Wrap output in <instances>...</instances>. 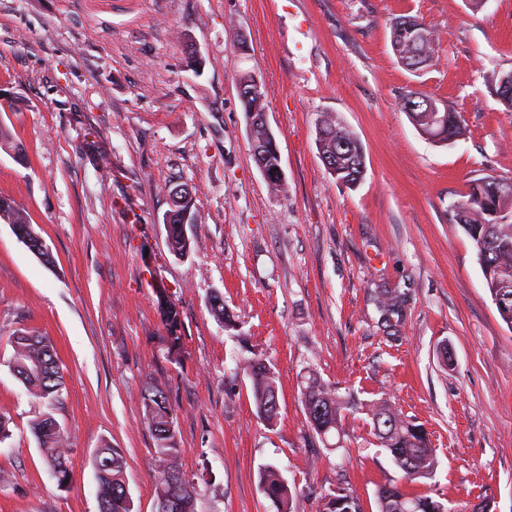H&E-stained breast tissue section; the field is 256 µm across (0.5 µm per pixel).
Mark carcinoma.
Wrapping results in <instances>:
<instances>
[{"instance_id":"1","label":"carcinoma","mask_w":512,"mask_h":512,"mask_svg":"<svg viewBox=\"0 0 512 512\" xmlns=\"http://www.w3.org/2000/svg\"><path fill=\"white\" fill-rule=\"evenodd\" d=\"M428 34V39L416 45V28ZM390 39L399 61L412 59L418 49L425 67L437 61L439 36L424 19L406 16L391 20ZM252 143L262 148L261 156L268 171L280 165L277 144L264 128L253 124V114L267 110L265 92L242 101ZM433 115L412 112L410 118L424 135L440 143L452 142L464 135L462 116L445 103ZM317 144L322 159L331 166L336 180L353 187L362 179L365 169L363 148L343 121L333 113L323 112L317 122ZM0 147L15 153H25L24 145L10 130L0 126ZM174 215L166 224L167 244L171 252L184 256L198 247V240L185 235L183 226L198 223L194 196L189 189L177 195ZM19 230L32 244L42 240L26 210L14 200L0 196V218ZM449 221L459 225L473 241L486 287L501 319L512 326V195L498 197L488 191L487 178L471 181L464 199L453 205ZM13 354L10 369L20 378L29 394L53 403L60 397L63 380L58 356L52 340L32 331L18 329L12 336ZM251 380L254 404L259 418L272 427L278 419L276 380L264 355L252 351L245 366ZM142 417L154 439L153 469L155 499L167 498V512H196V487L181 468L182 448L176 429V413L165 388L156 381L146 383L141 392ZM302 404L311 429L324 442L339 431L343 411L349 402L336 388L315 372L308 373L302 384ZM374 434L381 447L387 449L395 465L402 471L401 481L381 485L377 490L379 512H448L441 501L425 494L405 490V484L418 478L430 477L437 467L435 450L424 431L386 400L369 405ZM32 430L44 454L45 463L57 485L71 482L68 465L69 439L50 413L32 424ZM126 461L118 448L104 445L97 449L94 469L98 484L99 512H132L133 501L125 478ZM263 492L277 512H292L293 493L278 468L267 465L260 472ZM323 512H363L359 498L353 492L338 488L327 497Z\"/></svg>"}]
</instances>
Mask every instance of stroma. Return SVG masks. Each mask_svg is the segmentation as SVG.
<instances>
[{
  "label": "stroma",
  "instance_id": "obj_1",
  "mask_svg": "<svg viewBox=\"0 0 512 512\" xmlns=\"http://www.w3.org/2000/svg\"><path fill=\"white\" fill-rule=\"evenodd\" d=\"M441 35L436 64L412 73L392 19ZM203 58L193 70L178 33ZM244 35L245 51L236 48ZM258 75L285 176L270 193L237 92ZM512 71V0H0V112L26 149L0 150V196L15 198L49 250L35 256L0 221V512H98L93 457L122 449L133 512H155L145 380L176 410L197 512H276L260 484L278 467L294 512H322L344 487L378 512L400 479L367 404L390 400L427 433L431 477L406 489L471 512H512V327L485 286L473 241L449 221L471 180L512 181V112L494 94ZM418 92L460 112L466 132L427 140L401 108ZM338 115L365 152L359 184L338 183L316 144ZM188 187L199 247L170 252L163 216ZM176 303L164 322L159 291ZM220 292L237 326L207 298ZM400 297L384 313L381 295ZM50 336L64 387L53 409L8 366L11 336ZM181 338L170 346V335ZM264 354L279 397L257 417L246 346ZM316 371L352 396L332 447L313 436L302 380ZM52 412L68 435L59 488L31 423Z\"/></svg>",
  "mask_w": 512,
  "mask_h": 512
}]
</instances>
